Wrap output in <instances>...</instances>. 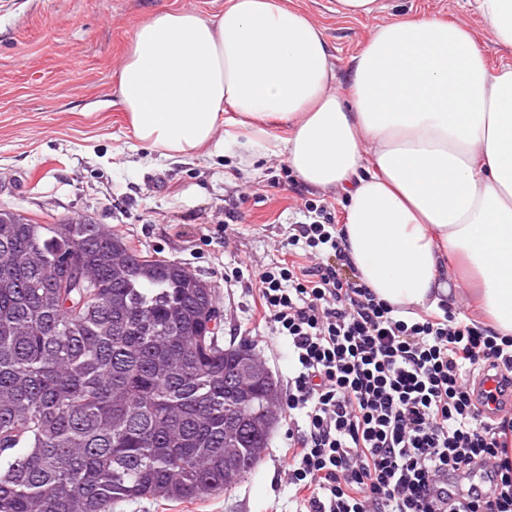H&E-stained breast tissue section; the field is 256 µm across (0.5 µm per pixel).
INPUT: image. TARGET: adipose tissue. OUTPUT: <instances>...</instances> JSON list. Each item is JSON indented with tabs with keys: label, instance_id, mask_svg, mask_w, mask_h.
Instances as JSON below:
<instances>
[{
	"label": "adipose tissue",
	"instance_id": "adipose-tissue-1",
	"mask_svg": "<svg viewBox=\"0 0 512 512\" xmlns=\"http://www.w3.org/2000/svg\"><path fill=\"white\" fill-rule=\"evenodd\" d=\"M118 94L166 157L221 150L233 109L228 139L343 193L345 252L379 299L430 312L465 287L478 322L512 336V64L491 68L467 29L380 26L341 80L322 29L283 0L161 11L136 26Z\"/></svg>",
	"mask_w": 512,
	"mask_h": 512
}]
</instances>
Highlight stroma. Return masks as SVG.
<instances>
[{
    "instance_id": "1",
    "label": "stroma",
    "mask_w": 512,
    "mask_h": 512,
    "mask_svg": "<svg viewBox=\"0 0 512 512\" xmlns=\"http://www.w3.org/2000/svg\"><path fill=\"white\" fill-rule=\"evenodd\" d=\"M227 0H0V208L42 224L84 216L143 253L181 263L215 290L225 343L249 344L279 386L288 383V344L252 318L255 293L228 280L282 257L288 222L303 200L340 195L296 184L260 196L280 156L228 141L223 157H162L138 141L117 101L121 67L138 23L162 10L213 17ZM307 13L331 47L338 77L380 24L434 15L468 28L491 65L512 63L468 0H382L377 15L346 19L334 0H286ZM236 207L240 223L225 224ZM287 409L262 462L241 482L192 501L143 499L112 512H293L285 454Z\"/></svg>"
}]
</instances>
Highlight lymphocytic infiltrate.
I'll list each match as a JSON object with an SVG mask.
<instances>
[{
  "label": "lymphocytic infiltrate",
  "instance_id": "lymphocytic-infiltrate-1",
  "mask_svg": "<svg viewBox=\"0 0 512 512\" xmlns=\"http://www.w3.org/2000/svg\"><path fill=\"white\" fill-rule=\"evenodd\" d=\"M302 213L296 258L250 281L288 342L294 512H512V418L477 389L494 376L512 396V337L401 315L351 272L331 204Z\"/></svg>",
  "mask_w": 512,
  "mask_h": 512
}]
</instances>
